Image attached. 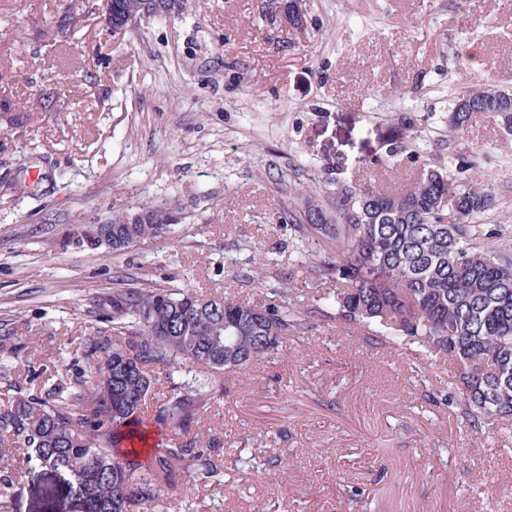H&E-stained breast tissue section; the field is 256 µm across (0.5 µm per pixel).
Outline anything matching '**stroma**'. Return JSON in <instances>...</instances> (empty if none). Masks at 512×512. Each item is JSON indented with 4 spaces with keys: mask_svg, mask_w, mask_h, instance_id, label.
<instances>
[{
    "mask_svg": "<svg viewBox=\"0 0 512 512\" xmlns=\"http://www.w3.org/2000/svg\"><path fill=\"white\" fill-rule=\"evenodd\" d=\"M63 0H0V72L30 121L0 124V334L34 350L41 389L98 328L93 298L130 277L257 305L332 294L311 242L284 223L312 189L399 190L424 159L497 199L483 224L512 247V127L453 101L512 88V12L499 0H307L304 30L261 0H189L115 39L79 12L47 44ZM61 111L44 112L48 94ZM162 206L168 237L128 251L74 248L79 224ZM364 345L316 322L198 414L224 435L217 480L163 486L168 512H512V422L472 431L454 364Z\"/></svg>",
    "mask_w": 512,
    "mask_h": 512,
    "instance_id": "1",
    "label": "stroma"
}]
</instances>
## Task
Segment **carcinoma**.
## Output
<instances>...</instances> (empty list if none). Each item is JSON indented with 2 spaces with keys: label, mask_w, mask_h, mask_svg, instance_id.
<instances>
[{
  "label": "carcinoma",
  "mask_w": 512,
  "mask_h": 512,
  "mask_svg": "<svg viewBox=\"0 0 512 512\" xmlns=\"http://www.w3.org/2000/svg\"><path fill=\"white\" fill-rule=\"evenodd\" d=\"M110 24L141 13L147 0H114ZM467 112L449 115L462 132L473 112L512 121V90L468 91ZM461 160L452 177L430 159L411 187L388 193L336 183L320 200L304 198L294 231L316 245V272L336 283L331 304L305 308L285 300L262 306L224 296L131 281L96 296L104 327L82 338L76 376L59 370L35 393L22 372L31 354L0 336V512H13L23 466L63 477L81 512H156L161 484L190 489L220 473L223 434L196 428L200 409L224 396V377L250 370L306 333L313 319L334 321L372 347L416 344L448 358L456 417L473 430L512 421V257L484 241L499 229L473 220L494 203L468 179ZM171 225L130 224L117 212L84 226L68 244L114 252L162 239ZM187 367L194 379L173 384L153 420L146 400ZM168 434L152 438L149 423ZM148 455L149 465L140 458Z\"/></svg>",
  "instance_id": "1"
}]
</instances>
